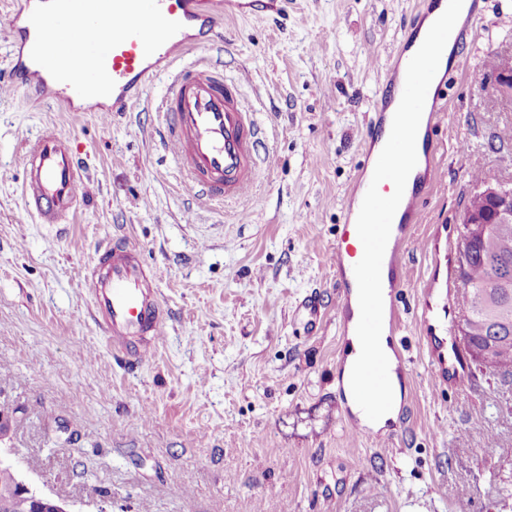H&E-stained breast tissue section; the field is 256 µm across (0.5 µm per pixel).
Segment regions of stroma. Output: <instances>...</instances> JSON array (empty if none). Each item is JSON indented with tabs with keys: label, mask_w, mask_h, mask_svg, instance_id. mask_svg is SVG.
I'll return each instance as SVG.
<instances>
[{
	"label": "stroma",
	"mask_w": 512,
	"mask_h": 512,
	"mask_svg": "<svg viewBox=\"0 0 512 512\" xmlns=\"http://www.w3.org/2000/svg\"><path fill=\"white\" fill-rule=\"evenodd\" d=\"M418 0H288L271 19L229 20L201 55L241 79L261 132L258 179L213 202L183 187L154 110L163 83L126 112H67L0 92V408L29 484L69 512H512V382L473 371L431 387L417 303L438 225L456 234L472 173L512 181V128L487 62L512 49V0H486L448 77L436 178L404 257L394 343L405 351L402 414L380 447L354 435L336 387L346 333L328 256L367 170L379 77ZM53 129L90 188L74 221L22 205L25 139ZM138 246L170 322L153 358L113 357L85 298L96 248ZM317 295L308 335L296 303Z\"/></svg>",
	"instance_id": "stroma-1"
}]
</instances>
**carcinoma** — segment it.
Instances as JSON below:
<instances>
[{
	"instance_id": "carcinoma-1",
	"label": "carcinoma",
	"mask_w": 512,
	"mask_h": 512,
	"mask_svg": "<svg viewBox=\"0 0 512 512\" xmlns=\"http://www.w3.org/2000/svg\"><path fill=\"white\" fill-rule=\"evenodd\" d=\"M473 238L466 269L456 267L462 311L469 314L463 344L473 363L484 357L486 369L512 379V223L462 225Z\"/></svg>"
}]
</instances>
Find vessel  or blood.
<instances>
[{"mask_svg": "<svg viewBox=\"0 0 512 512\" xmlns=\"http://www.w3.org/2000/svg\"><path fill=\"white\" fill-rule=\"evenodd\" d=\"M469 2L462 26L451 32V68L461 73L471 66L463 46L484 10V0ZM282 4L283 0H17L10 19L6 84L70 112L78 103L94 102L107 113L129 111L148 84L164 80L159 116L188 192L211 201L235 200L256 181L259 129L239 82L226 79L221 69L193 53L215 36L223 20L276 15ZM107 24L112 38L105 41L100 30ZM53 35L64 40L62 51L54 55L48 50ZM422 43L420 28L409 27L380 82L367 141H374L389 123L395 99L403 94L411 51ZM447 97L445 84L433 80L424 106L428 129L439 126ZM23 165L21 190L28 213L44 224L70 223L85 187L77 153L46 131L28 141ZM433 181V171L425 170L403 194L405 215L383 257L395 282L404 280L401 257L408 231L421 223L422 203ZM358 239L355 224H346L344 238L330 251V264L343 267L345 253ZM442 251L443 276L424 283L418 304L420 339L431 383L439 390L470 378L466 347L448 336V324L461 306L451 262L456 251L453 237H443ZM86 281L100 327L116 356L131 367L148 361L166 334L169 315L140 250L127 238L113 236L99 248Z\"/></svg>", "mask_w": 512, "mask_h": 512, "instance_id": "b4317fda", "label": "vessel or blood"}]
</instances>
